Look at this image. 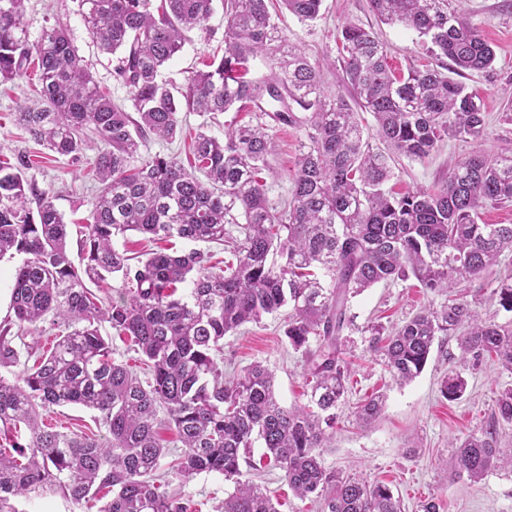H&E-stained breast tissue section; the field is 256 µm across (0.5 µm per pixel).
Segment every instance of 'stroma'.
I'll return each instance as SVG.
<instances>
[{
    "label": "stroma",
    "mask_w": 512,
    "mask_h": 512,
    "mask_svg": "<svg viewBox=\"0 0 512 512\" xmlns=\"http://www.w3.org/2000/svg\"><path fill=\"white\" fill-rule=\"evenodd\" d=\"M466 16L481 36L496 51L491 73L472 72L463 82L478 93L487 114L485 136L481 144L448 138L422 160L400 159L391 187L400 193L440 185L448 171L462 157L482 149L488 153L512 152V123L501 114L512 103V0H465ZM27 36L36 39L41 30L58 23L64 26L73 45L91 66L99 85L113 100L123 101L127 92L116 82L112 69L115 59L100 53L81 17L80 0H28L26 4ZM351 21L373 29L386 46L388 64L398 73H406L426 59L421 39L415 30L381 23L373 14L368 0H323L319 16L300 21L289 13L281 14L279 25L289 43L313 62L325 63V88L331 93L347 94L341 64L338 60V35L344 22ZM224 11L215 8L205 28L193 30L179 54L163 70L164 79L182 83L187 70L201 67L203 60L224 53ZM39 83L35 73L0 84V150L5 155L23 153L30 156L29 171L40 187L56 193L55 205L69 226V250L72 259H79L82 226L93 209L100 185L92 162L93 149H86L80 161L47 153L25 129L17 124L14 114L19 105L35 103ZM233 113L218 115L205 121L194 112L182 115V129L174 141L149 139L141 145L142 155L156 153L185 158L188 144L201 124H209L220 134L224 125L233 121ZM278 150L272 159L273 171L266 181L269 196L278 200L289 196L296 172V163L306 140L304 126L276 129ZM512 274V256L501 262L484 280L473 283L471 291L478 295L477 306L482 316L496 321H512V312L503 310L490 294L498 277ZM431 297L416 288L413 280H397L379 284L354 297L350 313L355 331L349 332L346 359L351 370L347 407L377 390L386 393L382 416L371 426L357 427L342 419L336 427L329 448L323 449L326 468L360 477L368 482L386 484L403 503L404 512H419L427 499L435 500L439 512H512V469L504 467L471 482L458 474L449 446L455 437L479 427L495 406L496 391L512 383V372L498 362L487 360L467 370L468 382L463 397L449 401L440 393L443 375L453 367L460 355L457 342L444 338L436 345L424 371L411 383L395 384L384 368L373 361L368 350L364 326L373 321L398 326L428 305ZM285 312L263 316L237 332L226 335L224 349L216 360L225 374L239 373L259 362L274 375L276 398L286 408L307 402L308 367L301 353L295 352L284 334ZM255 483L265 486L277 498L279 512H319L315 499H299L289 490L278 468L267 466L251 471ZM171 487L180 488L190 505V512H214L216 505L233 485L217 474H199L187 483L171 479Z\"/></svg>",
    "instance_id": "stroma-1"
}]
</instances>
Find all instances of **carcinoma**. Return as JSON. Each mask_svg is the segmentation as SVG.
<instances>
[{"label":"carcinoma","mask_w":512,"mask_h":512,"mask_svg":"<svg viewBox=\"0 0 512 512\" xmlns=\"http://www.w3.org/2000/svg\"><path fill=\"white\" fill-rule=\"evenodd\" d=\"M25 2L0 0V82L38 67L42 106L22 108L19 124L50 152L74 160L96 141L101 190L84 225L85 264L78 268L53 190L26 177L28 156L0 160V257H21L13 315L0 323V433L14 438L11 448H0V512H17L18 497L59 496L80 508L101 494L109 499L100 512H187L183 497L157 485L168 455L157 434L161 410L181 443L168 467L175 478L215 473L233 483L217 512H278L242 469L257 440L288 488L319 499L321 512H402L389 487L328 470L321 459L349 391L350 299L411 277L441 298L398 327L369 329L368 350L401 385L423 372L441 336L457 337L460 349L441 383L446 400L464 395V371L486 359L512 372V322L481 316L465 288L512 253V224L478 223L480 208L512 203V153L479 149L439 186L386 189L395 158L425 159L445 137L483 139L481 97L448 71H493L492 47L453 0H370L381 22L425 39L429 60L397 74L374 34L348 23L341 28L347 99L325 89L320 65L288 43L271 13L278 6L313 20L322 0H223V56L178 87L162 68L190 31L204 27L214 0H80L93 41L116 57L113 77L127 90L126 109L101 90L64 28L46 27L28 40ZM258 56L270 68L263 80L249 78ZM292 103L308 115L299 118ZM231 110L254 113L256 123L230 124L222 136L201 125L188 168L174 156L140 155L149 133L176 138L182 112ZM362 112L374 119L377 147L365 136ZM299 122L308 144L290 196L272 201L262 174L276 148L273 128ZM128 231L220 243L235 262L217 273L206 252L159 250L132 266L113 245ZM274 254L280 263L269 262ZM86 278L120 279L118 297L97 296ZM492 294L512 312V276ZM284 307L288 343L311 376L308 403L288 409L266 366L226 378L216 360L224 336ZM45 321L61 334L41 355L28 350L33 364L15 372V330ZM104 323L144 356L149 378L112 358ZM67 406L94 411L106 436L43 425L46 414ZM385 406L382 394L366 397L353 411L355 423L370 426ZM509 427L512 384L498 391L481 427L451 443L458 472L478 481L512 467V453L500 447Z\"/></svg>","instance_id":"cac0c4a2"}]
</instances>
